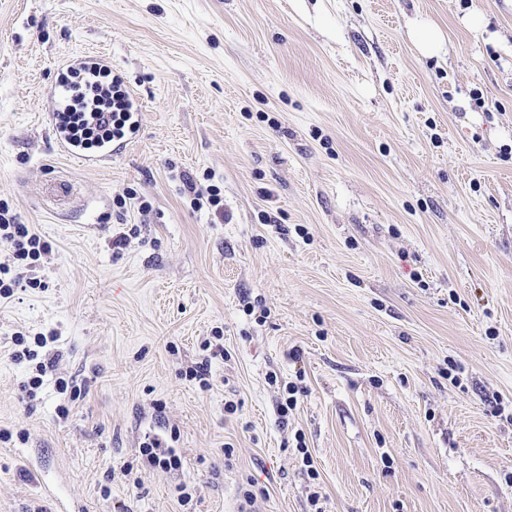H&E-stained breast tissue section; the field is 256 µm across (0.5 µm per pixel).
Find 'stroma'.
I'll return each mask as SVG.
<instances>
[{
  "mask_svg": "<svg viewBox=\"0 0 512 512\" xmlns=\"http://www.w3.org/2000/svg\"><path fill=\"white\" fill-rule=\"evenodd\" d=\"M76 54L140 102L101 165L46 115ZM0 202L52 247L0 300V512H512V0H0ZM441 33L432 25H422L414 29L412 39L418 49L425 54L435 53L441 42ZM184 189L190 194H193L194 198L192 202L196 208L201 209L205 204L209 206L211 210H214L215 214H219L224 217V200L221 197V191L219 188L212 186L206 190L207 197H205L202 190L197 189V185L193 178L185 176L183 177Z\"/></svg>",
  "mask_w": 512,
  "mask_h": 512,
  "instance_id": "35a3bbf8",
  "label": "stroma"
}]
</instances>
